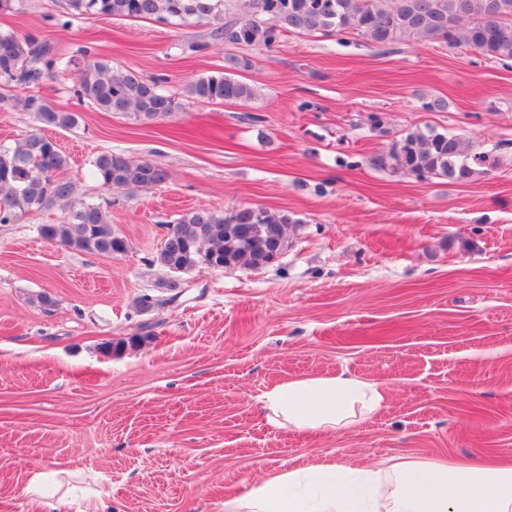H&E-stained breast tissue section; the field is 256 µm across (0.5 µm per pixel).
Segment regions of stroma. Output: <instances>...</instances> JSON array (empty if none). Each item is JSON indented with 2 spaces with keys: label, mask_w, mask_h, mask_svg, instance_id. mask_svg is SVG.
<instances>
[{
  "label": "stroma",
  "mask_w": 512,
  "mask_h": 512,
  "mask_svg": "<svg viewBox=\"0 0 512 512\" xmlns=\"http://www.w3.org/2000/svg\"><path fill=\"white\" fill-rule=\"evenodd\" d=\"M65 3L17 0L0 30L159 77L182 109L145 124L80 103L71 76L40 88L78 113L74 128L43 132L128 250L43 239L57 207L0 224V512H29L37 472L56 475L46 497L78 481L108 492L111 512H224L253 479L318 464L512 461V68L408 40L214 43L193 20L86 15L63 28ZM230 56L250 60L235 76L256 96L191 97V82ZM436 99L447 109H424ZM429 127L502 165L466 184L373 165ZM106 149L171 178L104 187L92 161ZM242 206L288 214L287 251L258 269L198 266L172 296L156 260L168 225L190 209ZM340 373L384 385V406L331 436L268 423L264 392Z\"/></svg>",
  "instance_id": "35a3bbf8"
}]
</instances>
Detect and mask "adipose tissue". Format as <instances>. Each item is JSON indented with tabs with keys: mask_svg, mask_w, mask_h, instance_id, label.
Wrapping results in <instances>:
<instances>
[{
	"mask_svg": "<svg viewBox=\"0 0 512 512\" xmlns=\"http://www.w3.org/2000/svg\"><path fill=\"white\" fill-rule=\"evenodd\" d=\"M386 400L375 382L344 375L303 377L264 396L267 420L321 436L378 411ZM224 512H512V464L474 456L463 463L408 460L392 467L317 465L265 476Z\"/></svg>",
	"mask_w": 512,
	"mask_h": 512,
	"instance_id": "1",
	"label": "adipose tissue"
}]
</instances>
